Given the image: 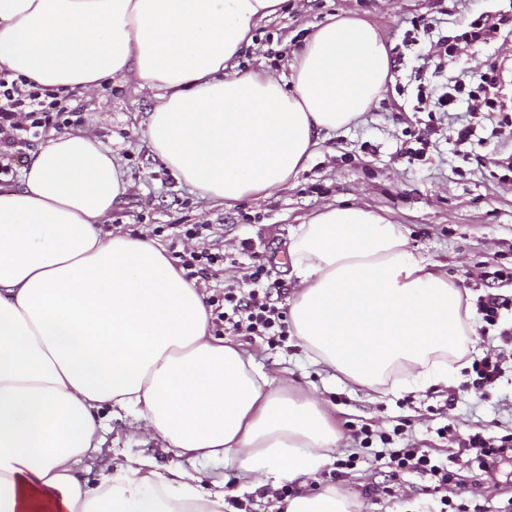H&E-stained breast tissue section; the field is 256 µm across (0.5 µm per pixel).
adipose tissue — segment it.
Returning a JSON list of instances; mask_svg holds the SVG:
<instances>
[{
  "label": "adipose tissue",
  "instance_id": "1",
  "mask_svg": "<svg viewBox=\"0 0 512 512\" xmlns=\"http://www.w3.org/2000/svg\"><path fill=\"white\" fill-rule=\"evenodd\" d=\"M286 0H0V68L67 93L135 76L143 131L172 177L219 204L288 186L320 141L385 89L368 22L315 24L289 79L230 65ZM128 188L76 132L28 152L0 190V512H224V480L128 457L96 467L106 416L132 417L190 460L232 461L257 489L322 470L340 434L214 336L212 308L166 250L103 225ZM288 325L313 364L385 395L447 382L475 333L469 295L401 225L361 207L293 229ZM278 512H363L340 489Z\"/></svg>",
  "mask_w": 512,
  "mask_h": 512
}]
</instances>
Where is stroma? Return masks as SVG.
<instances>
[{"label":"stroma","mask_w":512,"mask_h":512,"mask_svg":"<svg viewBox=\"0 0 512 512\" xmlns=\"http://www.w3.org/2000/svg\"><path fill=\"white\" fill-rule=\"evenodd\" d=\"M512 17V0H288L286 10L261 22L252 44L238 59L240 70L289 75L292 53L312 25L331 16L368 21L390 44L396 68L380 97L360 121L326 136L305 171L288 187L257 199L220 205L177 183L153 153L142 130L154 105L152 92L134 82H108L105 88L74 96L82 121L77 129L95 136L112 150L129 182L127 193L112 206L109 230L153 237L170 254L183 245L181 224H206L210 244L222 249L228 263L214 267L198 286L208 295L242 280L249 266L263 263L269 280L282 287L281 307H288L297 283L289 279L284 256L292 228L327 208L355 204L386 217L406 230L410 248L445 263L448 277L470 297L493 295L509 304L497 325L477 329L473 356L497 344L500 330L512 327V283L482 281L485 271L512 269V136L497 137L493 126L468 110L460 98L452 112L418 111L416 81L444 86L463 71L495 69L500 96L512 108V36L490 46L461 41V34L480 14ZM417 43L405 46L410 27ZM457 41L454 63L439 66L429 49L439 38ZM437 127L422 159H409L407 148L427 127ZM250 250H242L241 242ZM240 348L270 375L287 379L292 392L307 393L324 403L340 440L331 461L310 479L308 488L344 490L365 505V512H427V481L415 473L393 474L385 460L360 447L352 426L373 423L389 430L406 424L408 443L440 448L437 428L454 421L460 435L476 431L489 436L512 433V372L488 394L463 388L462 377L448 385L411 393L376 395L343 377L313 365L295 336L279 345L237 337ZM454 407H447L449 391ZM102 456L123 454L176 463L160 441L130 426L127 418L107 422ZM359 454L353 468L337 470L335 462ZM189 471L224 478L231 512H271L266 489L241 487L231 463L186 462ZM468 505L481 512H512V461L494 475L474 465H456Z\"/></svg>","instance_id":"stroma-1"}]
</instances>
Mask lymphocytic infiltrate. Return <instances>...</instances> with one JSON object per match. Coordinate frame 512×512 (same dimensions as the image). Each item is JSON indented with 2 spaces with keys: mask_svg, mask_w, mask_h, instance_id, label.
Segmentation results:
<instances>
[{
  "mask_svg": "<svg viewBox=\"0 0 512 512\" xmlns=\"http://www.w3.org/2000/svg\"><path fill=\"white\" fill-rule=\"evenodd\" d=\"M467 93L473 111L484 118H495L498 128L512 127V115L503 112L499 103V83L494 72H471L468 81L455 82L448 91L440 94L437 104L447 112L455 107L460 93ZM80 110L68 106L66 96L35 84L24 76L13 75L7 69H0V175L12 170V149L22 137L38 138L48 129L62 130L73 126ZM206 227L202 224L184 225L182 233L186 238L198 240L197 248L183 252L180 265L185 279L204 277L214 266L223 264L224 253L207 244ZM268 277L264 264L253 265L248 275V287H227L222 296L211 297V305L218 312L214 325L227 326L237 336L282 337L286 334L284 313L272 298L271 289L262 285ZM504 348L488 352L484 357L473 360L469 374L475 387L493 385L502 374L506 360L512 359V331L503 332ZM401 427L392 432L374 433L370 425H363L354 433L361 447H371L373 440L388 445V465L396 472H416L427 477L430 492L439 494V512H464L462 505L454 503L451 497L453 473L447 462L430 452L407 445L393 447L395 435L401 434ZM440 438L456 444L458 456L467 461L477 462L479 467L494 470L502 460L505 449L494 438L474 432L459 437L453 424L438 428Z\"/></svg>",
  "mask_w": 512,
  "mask_h": 512,
  "instance_id": "1",
  "label": "lymphocytic infiltrate"
}]
</instances>
